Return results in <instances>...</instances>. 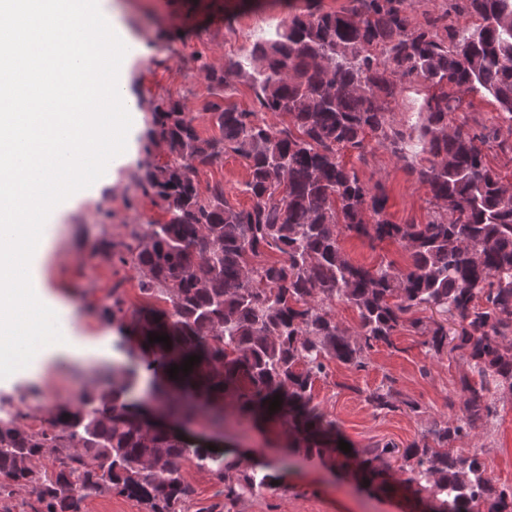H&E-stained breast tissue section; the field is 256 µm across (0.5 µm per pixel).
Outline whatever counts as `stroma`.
I'll use <instances>...</instances> for the list:
<instances>
[{"label": "stroma", "mask_w": 512, "mask_h": 512, "mask_svg": "<svg viewBox=\"0 0 512 512\" xmlns=\"http://www.w3.org/2000/svg\"><path fill=\"white\" fill-rule=\"evenodd\" d=\"M115 4L121 6V20L132 38L149 50L148 55L135 57L129 71L133 100L179 102L192 117L200 137L213 138L220 131L211 121L212 108L261 110L246 80L233 79L216 92L205 78L206 68L220 69L229 62L246 60L253 43L273 32L291 14L310 9L339 12L348 8L349 0H99L104 12ZM343 160L366 183L383 186L388 196L387 213L394 223L418 224L427 219V189L389 150L374 149L363 160L347 152ZM137 170L134 163L121 167L112 190L90 195L67 212L56 229L53 252L45 265L52 292L70 311V326L95 339L111 336L117 360L123 362L128 359V347L136 346L137 341L124 334L119 325L107 323L100 307L107 303L115 284L120 285L128 310L140 308L144 300L137 270L107 261L101 243L108 238H126L134 228L148 232L150 222L166 218L151 198L136 195L133 176ZM247 179L244 160L230 156L200 167L197 185L204 198L214 187H223L228 204L247 209L253 203L245 190ZM130 196L135 197V204H127ZM340 245L359 265L372 267L392 260L403 269L410 263L408 252L394 242L372 243L344 235ZM112 362L97 357L91 349L81 358L61 355L44 366L38 391L28 392V380L17 377L0 384V398L14 399L20 390H27L19 409L26 415V424L38 427L59 410L74 409L99 368ZM465 378L473 383L478 380L457 356L429 354L420 336L403 330L393 336L391 344H377L368 353L365 369L330 361L326 378L314 384L313 402L335 422L337 439L350 444L352 452L384 442L404 449L420 440L431 424L452 414L462 415V404H449L448 397L459 393ZM386 383L392 384L396 400L416 401L420 412L374 411L364 393ZM490 404L491 416L456 447L465 454H479L488 463L493 480L508 487L512 486V391H497ZM218 429L227 444L243 451L283 449L289 439L288 427L279 419L262 426L251 423L246 430H239L229 401L224 404V423ZM390 465L388 485L368 489L343 475L333 458L303 455L279 489L245 498L232 512H434L436 501L407 484L399 460H391Z\"/></svg>", "instance_id": "obj_1"}]
</instances>
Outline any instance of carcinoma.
I'll return each mask as SVG.
<instances>
[{"mask_svg": "<svg viewBox=\"0 0 512 512\" xmlns=\"http://www.w3.org/2000/svg\"><path fill=\"white\" fill-rule=\"evenodd\" d=\"M340 12L294 14L250 50V69L232 63L210 84L230 76L250 80L262 109L285 113L274 127L255 112L216 113L219 138L199 136L193 118L177 103L150 105L154 114L143 146L146 156L163 144L169 160L143 163L136 189L170 214L146 235L108 240L109 261L133 266L148 303L136 310L142 356L112 369V387L92 388L66 417L49 426L23 425L13 407L0 406V491L25 489L34 512H83L104 492L135 498L149 512H187L194 488L187 460L224 484V502L274 490L279 476L245 467L238 458L152 430L137 421L124 400L142 370L169 371L189 356L200 360L175 382L194 386L211 406L230 397L238 419L284 418L288 452L312 448L336 453L335 425L313 405V386L327 362L365 367L374 345H392L402 330L425 337L437 355L457 352L479 376L462 382L464 413L434 426L405 449L413 461L409 481L438 502L435 512H512V489L497 487L488 463L453 444L490 415L488 396L512 390V187L485 162L483 147L500 128L465 130L452 124L462 94L485 91L498 118L512 127V0H448L450 8L480 18L470 35L448 32L447 15H429L410 27L409 0H351ZM419 81L427 93L416 122L406 129L391 118L399 84ZM377 147L407 163L430 193L433 208L423 224H396L386 212L384 189L363 182L341 153L363 159ZM237 156L249 170L248 209H235L214 188L200 196L198 166ZM358 238L400 243L410 265L368 268L349 261L339 243ZM283 259L269 262L265 250ZM107 318L125 316L120 289H110ZM359 313L349 336L332 304ZM435 309L458 322L448 334L441 322L411 314ZM169 344L148 342V333ZM280 407L269 410L274 396ZM170 411L191 420L197 405L170 388L158 390ZM366 401L379 413L400 409L391 387L380 385ZM395 452L386 442L370 450L364 473L385 483L377 466ZM51 459V466L35 462Z\"/></svg>", "mask_w": 512, "mask_h": 512, "instance_id": "1", "label": "carcinoma"}]
</instances>
